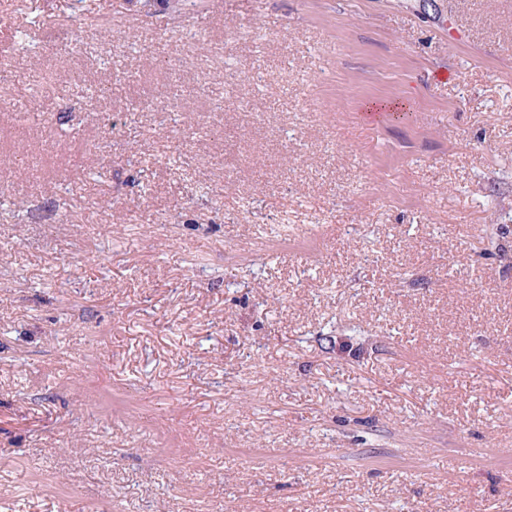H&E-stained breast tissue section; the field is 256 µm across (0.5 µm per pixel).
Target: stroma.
Listing matches in <instances>:
<instances>
[{
    "mask_svg": "<svg viewBox=\"0 0 512 512\" xmlns=\"http://www.w3.org/2000/svg\"><path fill=\"white\" fill-rule=\"evenodd\" d=\"M421 3L0 0V512H512V0Z\"/></svg>",
    "mask_w": 512,
    "mask_h": 512,
    "instance_id": "1",
    "label": "stroma"
}]
</instances>
